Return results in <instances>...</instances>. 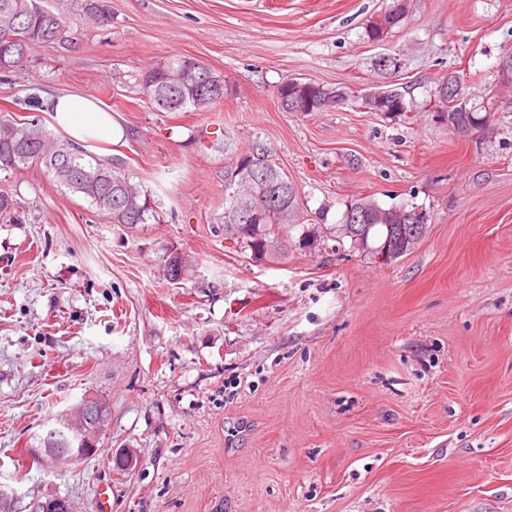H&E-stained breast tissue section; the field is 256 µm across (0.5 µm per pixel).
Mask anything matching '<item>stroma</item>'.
<instances>
[{"mask_svg":"<svg viewBox=\"0 0 512 512\" xmlns=\"http://www.w3.org/2000/svg\"><path fill=\"white\" fill-rule=\"evenodd\" d=\"M111 0L107 27L75 0L71 45H43L0 79V111L31 118L64 91L124 130L91 145L148 190L160 220L129 227L42 169L0 171V488L12 512H512V0ZM226 84L206 112H155L138 78L162 58ZM397 66L384 70L380 58ZM468 76L490 131L439 122L438 79ZM288 79L363 93L393 84L409 110L284 112ZM218 135L202 136L205 125ZM271 144L316 238L286 259L227 248L225 140ZM372 197L431 217L409 254L379 263L336 233ZM193 270L163 280L159 262ZM111 406L101 455L48 456L46 429L84 395ZM128 452L127 473L107 454ZM405 2V0H393L383 14L369 21L365 30L368 40L382 41L394 27H398L402 23L407 12Z\"/></svg>","mask_w":512,"mask_h":512,"instance_id":"obj_1","label":"stroma"}]
</instances>
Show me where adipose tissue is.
<instances>
[{
  "instance_id": "adipose-tissue-1",
  "label": "adipose tissue",
  "mask_w": 512,
  "mask_h": 512,
  "mask_svg": "<svg viewBox=\"0 0 512 512\" xmlns=\"http://www.w3.org/2000/svg\"><path fill=\"white\" fill-rule=\"evenodd\" d=\"M46 106L58 129L74 143L84 146L93 141L111 143L123 135L111 113L83 95L62 93L50 98Z\"/></svg>"
}]
</instances>
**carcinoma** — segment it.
<instances>
[{"instance_id": "cac0c4a2", "label": "carcinoma", "mask_w": 512, "mask_h": 512, "mask_svg": "<svg viewBox=\"0 0 512 512\" xmlns=\"http://www.w3.org/2000/svg\"><path fill=\"white\" fill-rule=\"evenodd\" d=\"M83 14L94 23L105 26L112 21L108 0H80ZM407 12L405 0H392L385 12L369 21L366 26L368 40H384L399 26ZM74 29L70 17L60 11L45 8L41 0H0V73L7 75L19 70L31 51L43 44L65 45L73 42ZM169 70L181 72L187 67L195 73L214 75L209 66L198 60L178 56L165 58ZM142 94L148 106L157 112H202L224 101V91H214L204 102H196L195 89L187 82L174 88L166 76L155 67L140 74ZM448 78L438 80L435 95L441 108L457 112L469 131L482 128L490 113L482 103L466 99V111L460 104L441 96ZM279 107L284 112H324L348 102L360 103L370 112L380 111L388 116L408 111L405 95L395 93L381 98L367 94L359 97L338 88H330L314 81L289 79L277 88ZM11 152L15 165L11 170L39 167L58 186L78 193L91 206L107 212L118 224L135 227L156 218L157 212L150 195L131 183L92 152L75 146L49 130L39 117L18 122L7 112L0 113V154ZM368 207L355 201L346 207L341 233L353 245L376 253L378 245L388 244L402 257L405 240L413 233L425 237L423 227L405 220L398 224L382 219L386 208L371 198H365ZM299 196L287 175L276 163L273 150L260 138L251 147L231 158L224 169V235L240 244L242 251L250 252L256 262L288 258V245L293 241L291 230L297 223ZM162 277L167 270L179 268L188 273L189 261L181 254L170 253L159 263ZM43 447L53 448L64 460L84 459L80 444L62 432L47 431Z\"/></svg>"}]
</instances>
